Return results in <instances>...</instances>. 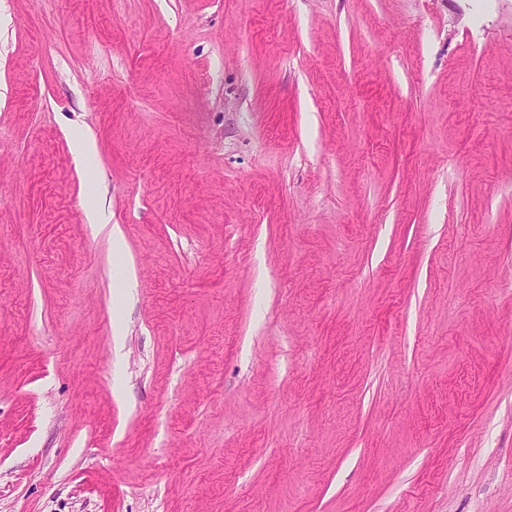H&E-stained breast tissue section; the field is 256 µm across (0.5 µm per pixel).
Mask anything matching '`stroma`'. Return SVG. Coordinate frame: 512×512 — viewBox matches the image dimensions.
Listing matches in <instances>:
<instances>
[{
	"label": "stroma",
	"mask_w": 512,
	"mask_h": 512,
	"mask_svg": "<svg viewBox=\"0 0 512 512\" xmlns=\"http://www.w3.org/2000/svg\"><path fill=\"white\" fill-rule=\"evenodd\" d=\"M0 512H512V0H0Z\"/></svg>",
	"instance_id": "35a3bbf8"
}]
</instances>
